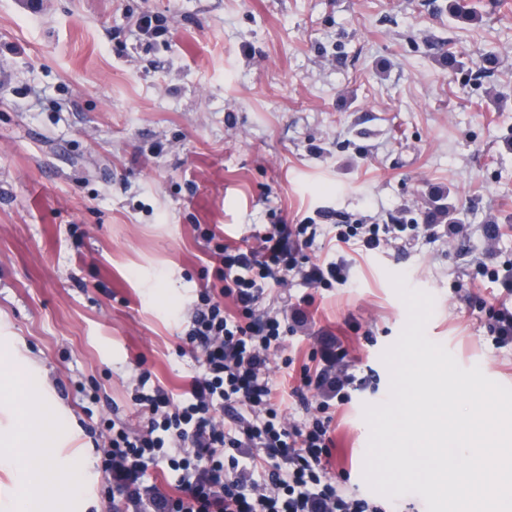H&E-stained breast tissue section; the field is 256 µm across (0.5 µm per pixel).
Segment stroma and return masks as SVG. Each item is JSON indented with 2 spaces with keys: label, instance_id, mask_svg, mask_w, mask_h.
I'll use <instances>...</instances> for the list:
<instances>
[{
  "label": "stroma",
  "instance_id": "obj_1",
  "mask_svg": "<svg viewBox=\"0 0 512 512\" xmlns=\"http://www.w3.org/2000/svg\"><path fill=\"white\" fill-rule=\"evenodd\" d=\"M471 2L474 24L432 0H0V358L35 364L60 407L28 414L44 447L97 467L107 422H146L142 372L187 390L198 363L184 330L212 275L196 224L232 244L315 224L305 256L347 264L348 283L269 292L306 312L271 353L283 416L321 350L342 346L364 380L331 424L344 493L384 500L363 479V408L388 399L381 355L407 320L390 274L433 296L429 340L512 387V343L494 332L512 310V0ZM142 12L167 16V41L130 32ZM449 39L471 67L495 53V75L449 73ZM433 190L461 227L337 247V216L417 220ZM33 494L45 512L102 510L96 475L76 496L62 483Z\"/></svg>",
  "mask_w": 512,
  "mask_h": 512
}]
</instances>
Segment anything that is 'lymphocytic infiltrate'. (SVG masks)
<instances>
[{"instance_id": "lymphocytic-infiltrate-1", "label": "lymphocytic infiltrate", "mask_w": 512, "mask_h": 512, "mask_svg": "<svg viewBox=\"0 0 512 512\" xmlns=\"http://www.w3.org/2000/svg\"><path fill=\"white\" fill-rule=\"evenodd\" d=\"M405 224H340L336 242L374 249L404 240ZM211 244L215 282L199 289L186 340L200 351V373L181 397L142 372L133 395L147 414L137 432L108 423L102 483L113 512H387L345 494L329 475L332 399L347 401L361 381L349 372L302 377L327 387L314 413L284 422L270 377V351L280 345L287 316L265 306L270 286L291 277L319 288L347 283L343 261L301 260L317 236L313 224L270 225L252 245H230L213 228L197 232ZM166 464L182 493L147 483L149 468Z\"/></svg>"}]
</instances>
